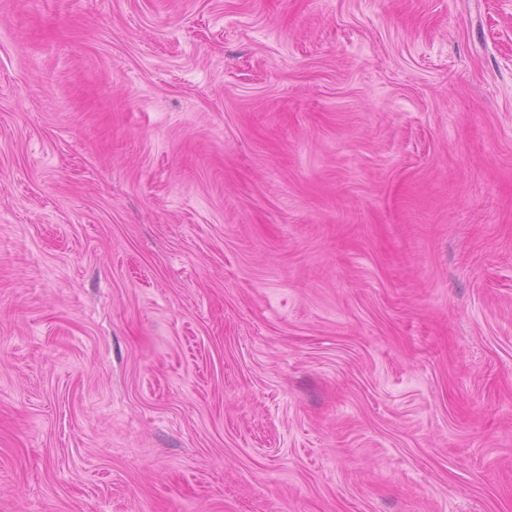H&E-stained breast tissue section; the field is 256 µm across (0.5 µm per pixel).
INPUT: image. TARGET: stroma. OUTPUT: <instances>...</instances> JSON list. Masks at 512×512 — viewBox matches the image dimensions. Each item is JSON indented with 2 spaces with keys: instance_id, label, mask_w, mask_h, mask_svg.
I'll return each instance as SVG.
<instances>
[{
  "instance_id": "1",
  "label": "stroma",
  "mask_w": 512,
  "mask_h": 512,
  "mask_svg": "<svg viewBox=\"0 0 512 512\" xmlns=\"http://www.w3.org/2000/svg\"><path fill=\"white\" fill-rule=\"evenodd\" d=\"M0 512H512V0H0Z\"/></svg>"
}]
</instances>
